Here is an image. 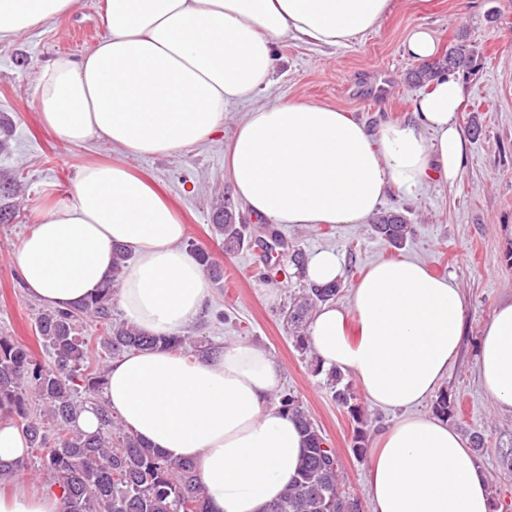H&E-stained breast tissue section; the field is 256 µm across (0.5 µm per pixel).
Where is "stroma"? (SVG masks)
I'll list each match as a JSON object with an SVG mask.
<instances>
[{
	"instance_id": "stroma-1",
	"label": "stroma",
	"mask_w": 512,
	"mask_h": 512,
	"mask_svg": "<svg viewBox=\"0 0 512 512\" xmlns=\"http://www.w3.org/2000/svg\"><path fill=\"white\" fill-rule=\"evenodd\" d=\"M104 0H78L71 14L0 40V208L12 218L0 223V335L36 348L34 319L43 307L30 298L15 262L22 239L42 222L48 202L66 197L79 168L115 159L111 145L65 143L42 124L35 98L42 69L59 54L80 57L104 36ZM431 29L441 50L464 45L476 52V71L465 80V102L457 114L461 129L478 125L470 138L462 172L454 182L431 179L413 195L387 194L382 207L400 212L411 226L402 248L376 237L370 224L279 226L268 237L266 223L243 206L234 211L252 234L250 247L224 254L212 227L216 208L233 197L224 176V146L249 106H230L218 133L189 149L166 156L127 157V165L164 194L187 226V238L205 248L224 271L209 282L211 306L193 325L211 343L250 342L281 365L284 387L294 392L343 466V490L372 512L367 487V454L353 450L356 427L332 397L325 374L315 371L311 353L298 351L283 312L305 283L294 268L275 280L247 276L262 268L267 253L302 249L312 255L335 251L344 272L340 306L348 290L375 262L406 256L437 276H453L465 300L460 352L443 386L455 393L459 414L451 424L461 435L479 429L486 436L477 461L493 499L492 512H512V414L497 412L477 376L480 333L498 301L512 296V0H393L391 11L373 31L346 47L288 40L277 48L271 84L258 103L295 99L347 112L377 130L386 122L414 118L419 86L406 75L416 61L402 43L416 26ZM223 321H216V312Z\"/></svg>"
}]
</instances>
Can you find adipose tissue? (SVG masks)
Segmentation results:
<instances>
[{
	"mask_svg": "<svg viewBox=\"0 0 512 512\" xmlns=\"http://www.w3.org/2000/svg\"><path fill=\"white\" fill-rule=\"evenodd\" d=\"M76 0H0V38L66 15ZM392 0H104L105 34L73 59L41 71L44 127L69 144L105 142L122 160L82 166L16 256L28 295L53 309L76 306L112 275L114 247L133 255L118 303L126 320L158 338L182 334L207 309L203 270L184 248L187 229L125 157L170 154L210 138L233 103L268 83L288 39L347 46L375 29ZM460 80L445 75L417 98L411 122L371 132L325 104L253 108L224 154L234 196L268 223L362 224L390 190L456 180L468 141L455 123ZM464 300L452 278L418 261L372 265L350 303L318 307L313 352L352 377L397 418L368 460L373 512H491L486 477L448 422L416 413L455 361ZM477 370L493 406L512 413V298L500 301L479 341ZM277 361L253 344L212 345L185 356L159 346L108 365L101 405L143 442L193 463L211 512H266L297 474L303 437L274 400ZM17 423L0 414V512H61L58 494L33 490Z\"/></svg>",
	"mask_w": 512,
	"mask_h": 512,
	"instance_id": "obj_1",
	"label": "adipose tissue"
}]
</instances>
